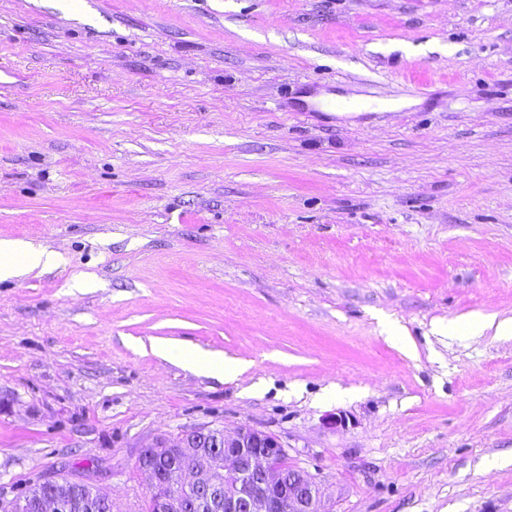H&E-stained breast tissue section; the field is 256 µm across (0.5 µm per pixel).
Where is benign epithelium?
<instances>
[{
	"instance_id": "1",
	"label": "benign epithelium",
	"mask_w": 512,
	"mask_h": 512,
	"mask_svg": "<svg viewBox=\"0 0 512 512\" xmlns=\"http://www.w3.org/2000/svg\"><path fill=\"white\" fill-rule=\"evenodd\" d=\"M284 455L276 436L244 424L232 434L207 425L158 436L139 458L155 462L142 466L151 479V512H175L180 503L194 512H322L318 485L303 470L282 468ZM189 471L196 480H184ZM34 496L41 512H90L99 504L113 512L100 489L85 483L78 493L65 477L40 478L35 493L0 503V512H27Z\"/></svg>"
}]
</instances>
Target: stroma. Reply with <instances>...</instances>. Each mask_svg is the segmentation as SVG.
<instances>
[{
  "instance_id": "35a3bbf8",
  "label": "stroma",
  "mask_w": 512,
  "mask_h": 512,
  "mask_svg": "<svg viewBox=\"0 0 512 512\" xmlns=\"http://www.w3.org/2000/svg\"><path fill=\"white\" fill-rule=\"evenodd\" d=\"M0 238L63 257L0 281V493L142 512L245 423L324 512H512V334L440 330L512 318V0H0ZM159 353L163 357H176L188 369L220 377H231L241 365L221 355L200 352L193 349L177 348L172 346H161ZM39 476L28 478L24 484L17 488L18 493L31 491L34 483L38 481V488L35 493L12 497L6 504L0 503V509L3 512H26L29 507L30 499L35 495L40 499V512H76L75 509L92 510L98 504H104L107 512H112V500L100 489L86 483H77L82 485L81 495L79 496L72 484L73 481L65 477L47 478ZM48 493L43 496L42 491Z\"/></svg>"
}]
</instances>
